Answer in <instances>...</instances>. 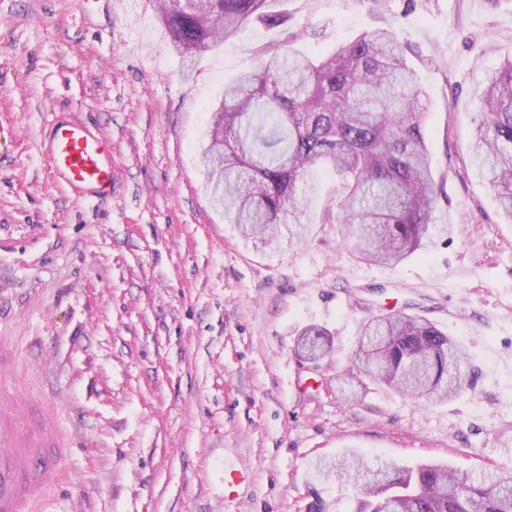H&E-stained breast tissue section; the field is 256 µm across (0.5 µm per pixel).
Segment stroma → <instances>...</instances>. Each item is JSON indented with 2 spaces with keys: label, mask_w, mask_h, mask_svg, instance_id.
Listing matches in <instances>:
<instances>
[{
  "label": "stroma",
  "mask_w": 512,
  "mask_h": 512,
  "mask_svg": "<svg viewBox=\"0 0 512 512\" xmlns=\"http://www.w3.org/2000/svg\"><path fill=\"white\" fill-rule=\"evenodd\" d=\"M297 50L387 27L425 105L441 188L435 247L391 267L343 242L336 183L315 170L306 239L255 248L217 208L201 151L208 107L279 30L252 22L185 72L155 0L113 15L77 0H0V338L42 380L71 440L33 512H354L319 461L358 451L460 473L512 468V220L469 144L488 76L512 59V0H279ZM112 141L110 200H74L40 150L52 107ZM428 319L475 376L425 405L360 377L363 325ZM309 326L331 353L298 357ZM248 479L228 496L223 461Z\"/></svg>",
  "instance_id": "obj_1"
}]
</instances>
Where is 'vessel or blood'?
Instances as JSON below:
<instances>
[{
  "label": "vessel or blood",
  "mask_w": 512,
  "mask_h": 512,
  "mask_svg": "<svg viewBox=\"0 0 512 512\" xmlns=\"http://www.w3.org/2000/svg\"><path fill=\"white\" fill-rule=\"evenodd\" d=\"M43 147L55 175L78 200L111 196L112 143L94 121L53 112ZM64 445L57 416L33 382L0 391V512H30L58 481Z\"/></svg>",
  "instance_id": "1"
}]
</instances>
